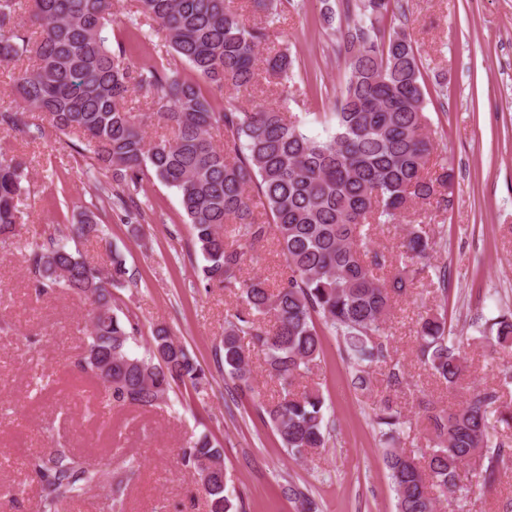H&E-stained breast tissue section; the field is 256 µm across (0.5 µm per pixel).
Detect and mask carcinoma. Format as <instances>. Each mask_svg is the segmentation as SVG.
<instances>
[{
  "mask_svg": "<svg viewBox=\"0 0 512 512\" xmlns=\"http://www.w3.org/2000/svg\"><path fill=\"white\" fill-rule=\"evenodd\" d=\"M253 2L269 25L248 23L227 0H130L128 23L138 31L149 26L172 50L166 64L132 67L122 44L114 49L103 35L113 0H0V65L26 63L14 74L21 106L0 112V129L31 139L43 137L47 127L77 135V153L110 178L95 185L98 198L122 211L129 224L145 214L138 188L148 173L177 190L205 261L199 282L238 289L244 298V306L225 318L224 372L246 383L251 353L264 356L280 394L259 410L289 454L301 457L324 447L329 435L322 394L296 390L299 376L322 352L324 333L314 316L343 340L355 387L372 390L373 368L386 362L391 305L419 296L425 268L417 263L434 245L416 224L406 228L401 251L387 255L370 247L372 232L399 223L413 201L448 206L453 173L444 164L429 171L434 145L419 58L404 31H386L391 0H346V25L338 27L336 10L324 0V23L339 35L347 66L336 125L325 138L305 134L299 116L280 104L217 108L205 87L244 93L260 69L284 85L293 75L288 51L265 55L262 49L270 25L302 5ZM23 9L37 27L32 33L18 21ZM183 63L198 80L183 78ZM137 94L146 100L145 119L170 134L145 136L146 123L131 106ZM215 128L224 131L220 146ZM29 183L26 162L0 152V242L16 234ZM73 229L81 238L103 233L89 209ZM270 238L284 256L273 288L260 277H239L250 251ZM28 261L36 292L64 288L92 307L93 328L77 367L101 386L108 405L156 408L173 383H199L203 370L164 325L153 330L144 355L130 352L139 325L117 313L112 295L132 280L123 258L112 256L111 267L101 271L66 243L50 241L29 244ZM494 325V344L512 348V315L499 316ZM418 338L419 355L433 375L457 383L464 342L448 341L447 311L421 317ZM496 399L494 391H479L461 407L433 413V446L421 452L395 447L406 425L401 410L387 400L374 410L380 437L391 444L384 462L396 512H435L437 504L450 506L495 482L499 464L512 457V446L489 433L488 406ZM223 455L207 434L182 450L203 485L208 512H238ZM472 460L480 461V471L465 483L461 467ZM28 467L41 512H62L105 476L112 502L121 503L135 474L129 461L113 456L105 468H92L65 447L32 457ZM283 493L300 503L301 512H318L315 500L297 487Z\"/></svg>",
  "mask_w": 512,
  "mask_h": 512,
  "instance_id": "1",
  "label": "carcinoma"
}]
</instances>
